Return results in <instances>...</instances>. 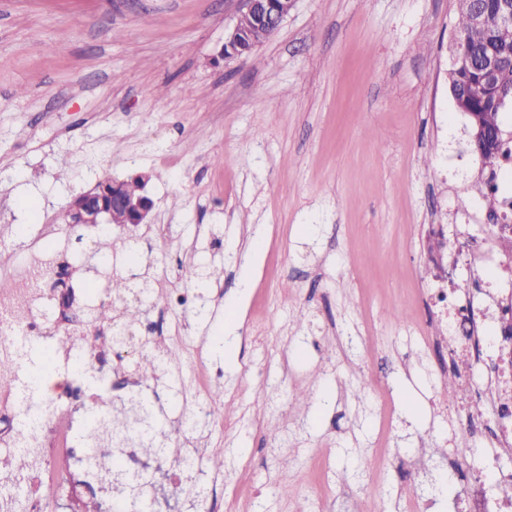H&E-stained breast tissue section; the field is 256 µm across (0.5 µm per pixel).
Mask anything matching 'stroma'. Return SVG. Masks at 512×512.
Listing matches in <instances>:
<instances>
[{
	"label": "stroma",
	"instance_id": "obj_1",
	"mask_svg": "<svg viewBox=\"0 0 512 512\" xmlns=\"http://www.w3.org/2000/svg\"><path fill=\"white\" fill-rule=\"evenodd\" d=\"M241 9L0 0V281L37 246H60L71 273L45 297L69 296L91 329L88 291L109 290L113 272L148 273L166 293L183 289L180 266H214L193 291L204 316L170 317L185 324L179 365L142 387L158 391L171 433L209 376L217 412L200 445L224 467L199 460L200 481L223 489L229 512H359L365 500L408 512L428 497V512H459L469 478L512 460L487 439L454 459L465 415L445 402L449 376L419 333L423 292L466 287L464 244L491 233L488 170L448 86L458 0H295L251 56L227 59ZM141 173L152 223H65L103 178ZM432 224L456 242L446 283L429 262ZM108 238L117 252L103 249ZM228 323L239 338L230 356L215 342ZM418 455L426 467L403 474L398 457Z\"/></svg>",
	"mask_w": 512,
	"mask_h": 512
}]
</instances>
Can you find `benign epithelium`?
<instances>
[{
	"label": "benign epithelium",
	"instance_id": "benign-epithelium-1",
	"mask_svg": "<svg viewBox=\"0 0 512 512\" xmlns=\"http://www.w3.org/2000/svg\"><path fill=\"white\" fill-rule=\"evenodd\" d=\"M294 6V0H243L241 19H248L256 27H264L269 33H275L288 17ZM244 29L240 23L227 31L224 36V58H233L242 50ZM452 67L477 66L483 79L491 84L497 78V61L492 55L475 57L463 50L459 42H454L451 52ZM153 200L141 192L135 196L119 193L109 194L100 188L76 197L66 218L70 224L124 228L129 225L149 224L152 220Z\"/></svg>",
	"mask_w": 512,
	"mask_h": 512
}]
</instances>
